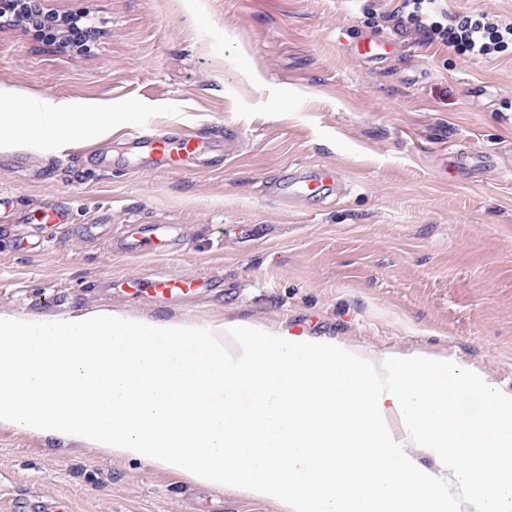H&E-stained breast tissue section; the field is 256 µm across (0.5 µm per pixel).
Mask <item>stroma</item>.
I'll list each match as a JSON object with an SVG mask.
<instances>
[{"label": "stroma", "mask_w": 512, "mask_h": 512, "mask_svg": "<svg viewBox=\"0 0 512 512\" xmlns=\"http://www.w3.org/2000/svg\"><path fill=\"white\" fill-rule=\"evenodd\" d=\"M399 0H51L87 13V54L0 27V102L33 96L112 115L88 134L0 151V312L116 310L239 321L376 350L455 356L512 389V50L474 60L400 34ZM363 41L393 54L356 56ZM187 127L211 148L174 170L122 135ZM486 154L473 175L458 155ZM330 165L336 184L283 199L270 185ZM46 209L70 211L19 248ZM100 227L98 237L85 225ZM131 224H169L174 249H112ZM214 277L162 303L113 277ZM64 497L72 512H279L159 467L0 427V512Z\"/></svg>", "instance_id": "1"}]
</instances>
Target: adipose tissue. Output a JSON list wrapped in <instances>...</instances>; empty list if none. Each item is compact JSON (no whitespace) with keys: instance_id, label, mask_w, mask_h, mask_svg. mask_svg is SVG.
Returning a JSON list of instances; mask_svg holds the SVG:
<instances>
[{"instance_id":"1","label":"adipose tissue","mask_w":512,"mask_h":512,"mask_svg":"<svg viewBox=\"0 0 512 512\" xmlns=\"http://www.w3.org/2000/svg\"><path fill=\"white\" fill-rule=\"evenodd\" d=\"M32 113L28 122H19L15 113H0V150L32 139L71 140L87 130H106L109 113L87 109L68 111L64 102L40 97L30 103Z\"/></svg>"}]
</instances>
